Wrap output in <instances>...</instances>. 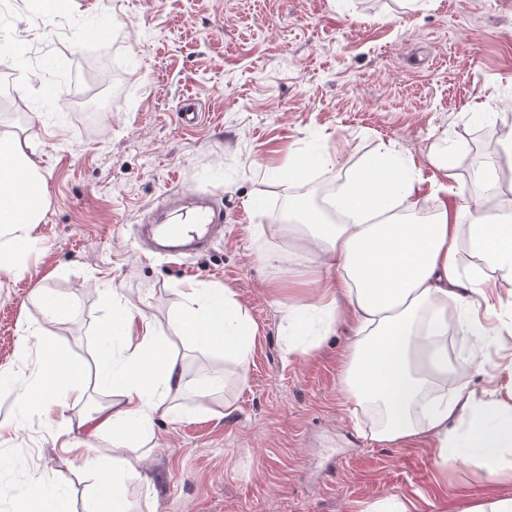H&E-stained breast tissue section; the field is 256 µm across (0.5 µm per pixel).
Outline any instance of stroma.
Masks as SVG:
<instances>
[{
  "label": "stroma",
  "instance_id": "stroma-1",
  "mask_svg": "<svg viewBox=\"0 0 512 512\" xmlns=\"http://www.w3.org/2000/svg\"><path fill=\"white\" fill-rule=\"evenodd\" d=\"M0 40L27 53L19 71L0 54V131L38 144L48 190L22 273L0 277V371L12 377L0 390V512L36 480L66 512H97V484L116 467L137 472L122 485L128 512H379L397 499L460 512L512 494V475L466 457L438 466L429 441H374L372 411L344 408L346 300L330 332L309 326L317 348L289 352L286 305L333 288L301 232L275 220L290 187L343 185L385 146L418 178L414 211L477 208L465 173L499 157L512 131V0H58L48 15L0 0ZM102 63L117 77L102 110H71ZM187 102L191 127L177 119ZM292 164L288 187L278 173ZM198 190L222 210L223 233L176 263L149 250L141 225L169 193ZM457 265L490 286L448 304L470 302L492 337L451 329L454 359L468 362L470 387L512 405V285L463 239ZM197 282L232 289L257 326L246 385L175 331L180 289ZM46 292L67 317L47 319ZM125 303L166 338L185 383L135 456L85 423L113 401L95 374L110 347L101 326ZM29 327L86 390L52 424L17 401L36 369L18 358ZM204 377L223 384L192 395Z\"/></svg>",
  "mask_w": 512,
  "mask_h": 512
}]
</instances>
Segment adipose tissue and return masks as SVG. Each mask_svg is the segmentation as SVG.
I'll return each mask as SVG.
<instances>
[{
	"label": "adipose tissue",
	"instance_id": "adipose-tissue-1",
	"mask_svg": "<svg viewBox=\"0 0 512 512\" xmlns=\"http://www.w3.org/2000/svg\"><path fill=\"white\" fill-rule=\"evenodd\" d=\"M413 172L377 158L361 168L337 193L335 205L344 220L315 224L305 238L336 293L349 303L358 335L343 376L348 408L372 405L384 422L373 438L405 443L435 439L441 464H448V426L471 414L465 447L476 466L504 467L512 453V409L478 398L466 386L448 387V296L480 291L479 278H462L457 262L459 238L469 250L512 283V214L495 222L473 216L470 207L436 212L427 222L408 218ZM46 192L38 152L32 142L0 137V275L21 271L19 257L34 244L33 231L44 218ZM186 306L176 326L202 352L220 351L224 361L243 365L249 358L256 327L228 288L184 289ZM120 333L119 358H106L101 383L118 396L115 408H99L96 431H110L114 445L145 443L153 417L184 375L166 353L138 308L114 309L103 335ZM39 349L36 376L18 392L24 413L47 421L68 403H80L83 388L72 378L68 361L46 342L20 346V359Z\"/></svg>",
	"mask_w": 512,
	"mask_h": 512
}]
</instances>
